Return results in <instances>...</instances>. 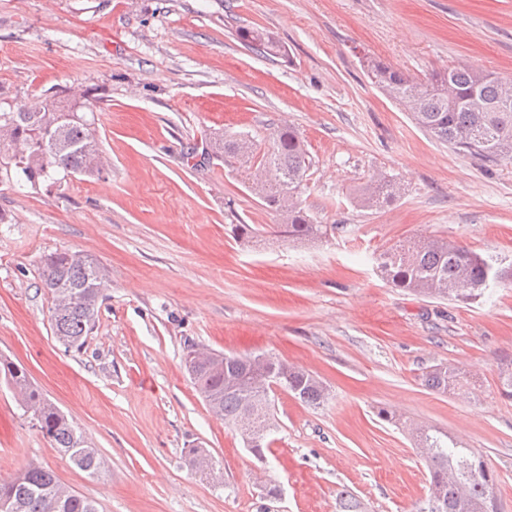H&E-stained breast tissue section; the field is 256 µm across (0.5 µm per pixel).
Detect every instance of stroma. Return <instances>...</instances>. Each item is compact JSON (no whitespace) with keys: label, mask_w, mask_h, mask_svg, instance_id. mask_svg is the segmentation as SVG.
<instances>
[{"label":"stroma","mask_w":512,"mask_h":512,"mask_svg":"<svg viewBox=\"0 0 512 512\" xmlns=\"http://www.w3.org/2000/svg\"><path fill=\"white\" fill-rule=\"evenodd\" d=\"M273 32L285 56L239 30ZM375 58L415 79L471 64L512 80V0H0V113L92 90L108 159L95 178L31 185L0 166V355L29 374L111 466L89 477L32 425L0 380V479L38 463L100 512H417L428 471L406 426L481 453L512 512V283L472 299L390 285L378 255L444 238L512 260V161L485 162L419 128L370 81ZM289 123L312 168L298 200L326 234L271 233L237 164L206 161L214 132L257 150ZM396 180L382 207L356 199ZM250 225L239 236L237 225ZM94 256L110 286L82 348L50 326L42 258ZM271 354L328 387L313 408L275 394L266 463L209 411L187 375L186 342ZM475 375L441 394L437 364ZM214 470L191 471L186 448ZM399 189L391 179L374 178L361 189L358 200L366 207H378L393 200Z\"/></svg>","instance_id":"stroma-1"}]
</instances>
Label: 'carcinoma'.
<instances>
[{"mask_svg":"<svg viewBox=\"0 0 512 512\" xmlns=\"http://www.w3.org/2000/svg\"><path fill=\"white\" fill-rule=\"evenodd\" d=\"M240 36L261 55H285L284 47L266 30L248 29ZM366 68L372 82L437 139L489 162L512 159V152L499 150L505 144L512 147V105L500 107L502 78L494 73L463 64L415 80L373 59L366 61ZM475 96L482 100L484 109L470 106ZM91 106L87 98L74 106L54 94L37 112L20 109L0 113V123L11 125L12 135L24 144L26 155L14 166L20 167L29 182L48 178L56 169L94 176V157L88 153V145L96 140L91 123L66 122L62 134L69 149L54 153L51 146L57 129L46 120L53 112H78ZM209 144L214 158L237 160L247 180L260 182L263 205L282 217V223L275 225L278 236L312 240L324 234L322 225L311 222L297 202L312 161L292 128L275 130L270 146L261 154L244 137L216 133ZM398 192L393 180L374 178L361 189L359 201L366 207H378L393 200ZM379 268L396 288L442 299L473 298L493 283L512 282V263L495 264L465 246L440 238L398 242L380 255ZM106 280L104 266L82 251L60 250L44 258L42 282L52 299V332L65 348L82 346L91 333ZM194 348L192 342L186 345L184 363L197 392L258 457L262 456L266 433L274 427L273 387L314 408L328 400L327 387L313 373L278 357L258 361L248 355L219 353L204 360L193 355ZM0 375L25 412L31 414L33 426L53 447L92 477L105 472L97 449L32 384L24 368L0 357ZM459 381V371L446 364L435 366L422 377L425 387L439 393L457 387ZM411 434L417 447L428 450L424 462L430 474L429 493L418 512H499L496 477L482 456L436 428L420 427ZM451 469L458 473L462 485L448 479ZM0 512L99 510L94 500L63 484L54 471L31 464L11 480L0 481Z\"/></svg>","mask_w":512,"mask_h":512,"instance_id":"obj_1","label":"carcinoma"}]
</instances>
